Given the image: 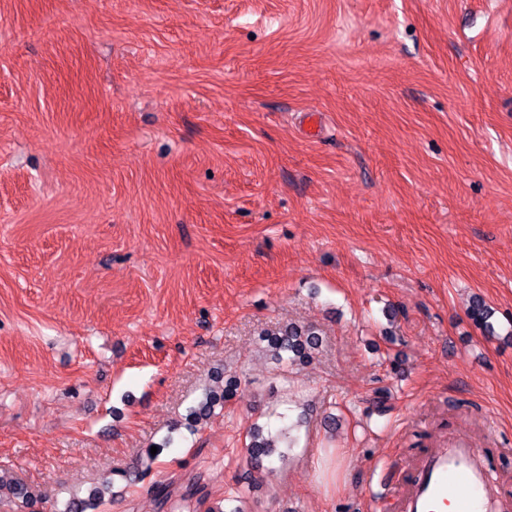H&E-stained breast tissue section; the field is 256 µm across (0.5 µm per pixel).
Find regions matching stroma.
<instances>
[{
    "label": "stroma",
    "instance_id": "1",
    "mask_svg": "<svg viewBox=\"0 0 512 512\" xmlns=\"http://www.w3.org/2000/svg\"><path fill=\"white\" fill-rule=\"evenodd\" d=\"M286 393L251 512H400L461 435L512 498V0H0V478L62 512L169 435L101 512L168 474L220 506ZM263 336L278 365L285 371L308 363L320 343V333L314 327L293 323L280 326ZM242 381L239 376L230 375L224 384L221 393L209 390L205 392L203 399L194 407L185 418L187 428L194 430L199 422L209 419L214 415L216 407L224 408V402L230 401L241 388ZM288 435V436H287ZM283 437L286 445L280 447L273 438L265 437L262 429L250 427L246 432L245 448L250 460V473H256L259 478L269 475L273 472L272 458L277 454L279 460H284L288 450L292 448V439H290V426L284 425L278 430L276 437ZM279 448H286V451H279ZM267 463V464H265Z\"/></svg>",
    "mask_w": 512,
    "mask_h": 512
}]
</instances>
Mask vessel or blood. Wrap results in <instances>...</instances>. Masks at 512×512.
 Segmentation results:
<instances>
[{
  "instance_id": "1",
  "label": "vessel or blood",
  "mask_w": 512,
  "mask_h": 512,
  "mask_svg": "<svg viewBox=\"0 0 512 512\" xmlns=\"http://www.w3.org/2000/svg\"><path fill=\"white\" fill-rule=\"evenodd\" d=\"M487 464L467 437L430 448L409 476L402 512H504Z\"/></svg>"
}]
</instances>
